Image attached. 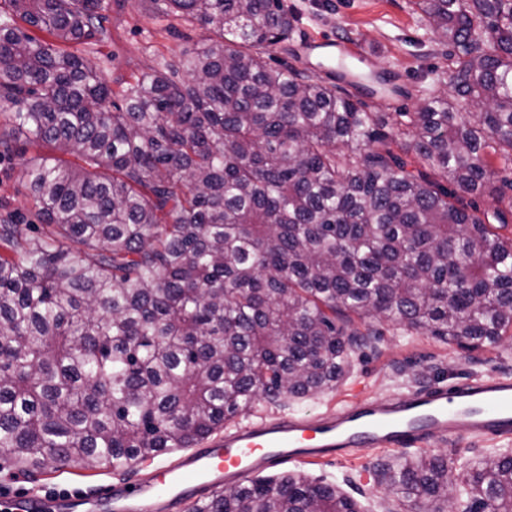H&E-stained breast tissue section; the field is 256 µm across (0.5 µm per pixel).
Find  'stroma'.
I'll use <instances>...</instances> for the list:
<instances>
[{
    "label": "stroma",
    "instance_id": "35a3bbf8",
    "mask_svg": "<svg viewBox=\"0 0 512 512\" xmlns=\"http://www.w3.org/2000/svg\"><path fill=\"white\" fill-rule=\"evenodd\" d=\"M296 17V30L288 46H275L265 58L277 67L305 68L307 62L328 65L326 53L304 60L295 52L302 41L312 36L350 44L365 59L363 74L382 72L395 84L408 89V96L391 95L368 99L374 112L413 110L418 98L442 89L435 75L447 71L449 46L435 43L425 21L416 13L414 0H283ZM107 37L86 48L88 55L112 87L134 81L142 74L159 69L164 60L180 55L204 39V31L184 18L165 14L154 0H105ZM24 159L14 156L0 161V216L12 214L27 223H36L35 209L27 189ZM512 376V340H504L496 349H467L436 339L408 335L393 326H383L379 341L357 350L348 372L336 388L324 394L288 402L256 403L238 423L268 419L281 414H318L342 404L367 399H382L412 394L441 382L460 378ZM491 441L459 439L453 442L433 440L425 445L429 454L447 453L461 463H473L485 456ZM512 455V440L496 444ZM386 451L373 449L351 460L324 464H306L302 470L310 477L338 484L353 498L360 512H405L399 498L374 477L375 464L386 458ZM148 461L120 475L108 469H86L71 465L30 480L0 469V490L10 498L42 495L67 490L87 496L96 495L108 484L138 480L153 470Z\"/></svg>",
    "mask_w": 512,
    "mask_h": 512
}]
</instances>
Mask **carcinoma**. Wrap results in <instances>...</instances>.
<instances>
[{
	"instance_id": "1",
	"label": "carcinoma",
	"mask_w": 512,
	"mask_h": 512,
	"mask_svg": "<svg viewBox=\"0 0 512 512\" xmlns=\"http://www.w3.org/2000/svg\"><path fill=\"white\" fill-rule=\"evenodd\" d=\"M164 2L207 36L116 93L75 49L106 37L104 0H0V157L21 134L80 160L27 159L41 226L0 221V457L27 477L129 470L260 398L332 390L383 324L467 349L512 331L509 221L471 199L512 190V0H415L452 94L412 112L268 66L295 30L282 0ZM377 82L353 88L409 95ZM375 479L448 506L443 456ZM468 482L462 512H512V455ZM189 512L359 510L295 471Z\"/></svg>"
}]
</instances>
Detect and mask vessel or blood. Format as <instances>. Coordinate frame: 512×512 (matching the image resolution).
Instances as JSON below:
<instances>
[{"label":"vessel or blood","instance_id":"obj_1","mask_svg":"<svg viewBox=\"0 0 512 512\" xmlns=\"http://www.w3.org/2000/svg\"><path fill=\"white\" fill-rule=\"evenodd\" d=\"M512 438V378H471L368 400L306 418L278 416L225 433L129 484L0 503V512H183L193 499L286 462L354 458L365 448H413L431 439Z\"/></svg>","mask_w":512,"mask_h":512}]
</instances>
